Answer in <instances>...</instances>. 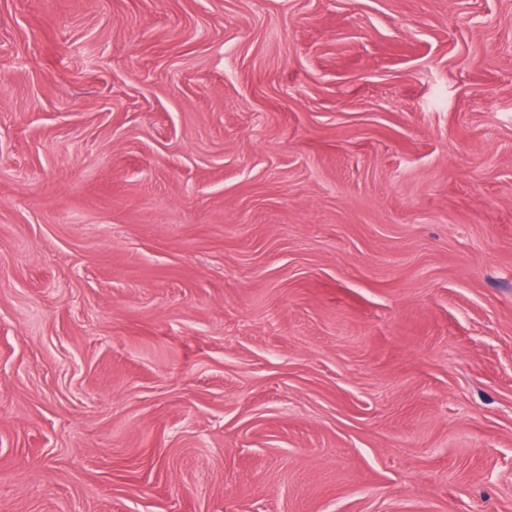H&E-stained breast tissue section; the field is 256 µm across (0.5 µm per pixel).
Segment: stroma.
I'll return each instance as SVG.
<instances>
[{
	"mask_svg": "<svg viewBox=\"0 0 512 512\" xmlns=\"http://www.w3.org/2000/svg\"><path fill=\"white\" fill-rule=\"evenodd\" d=\"M0 512H512V0H0Z\"/></svg>",
	"mask_w": 512,
	"mask_h": 512,
	"instance_id": "stroma-1",
	"label": "stroma"
}]
</instances>
